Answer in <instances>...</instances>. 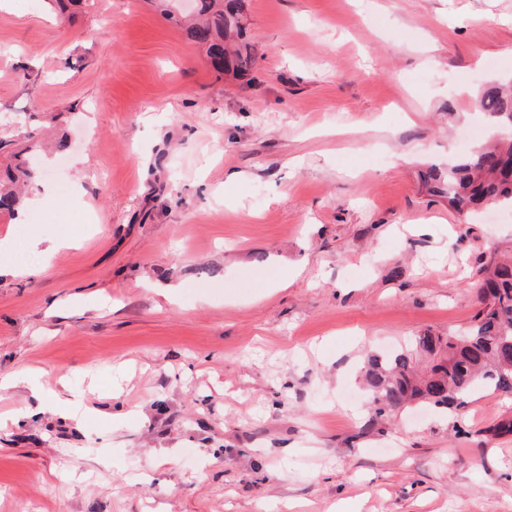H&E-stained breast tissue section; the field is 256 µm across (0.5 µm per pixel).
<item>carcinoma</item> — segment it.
<instances>
[{
    "mask_svg": "<svg viewBox=\"0 0 512 512\" xmlns=\"http://www.w3.org/2000/svg\"><path fill=\"white\" fill-rule=\"evenodd\" d=\"M187 39L202 47L214 68L229 65L224 38L237 28L224 0H196L194 16L182 19ZM478 106L496 136L466 156L431 174L434 189L446 193L448 205L463 211L488 205H512V78L487 83ZM28 146L12 153L13 163L0 172V211L15 213L27 189L37 186L35 154L42 140L28 134ZM482 308L476 323L458 336L425 333L415 338L414 352L426 356L421 370L409 352L371 354L364 361V380L375 416L412 403L461 412L474 386L512 395V258L493 257L482 268Z\"/></svg>",
    "mask_w": 512,
    "mask_h": 512,
    "instance_id": "cac0c4a2",
    "label": "carcinoma"
}]
</instances>
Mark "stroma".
<instances>
[{
	"label": "stroma",
	"mask_w": 512,
	"mask_h": 512,
	"mask_svg": "<svg viewBox=\"0 0 512 512\" xmlns=\"http://www.w3.org/2000/svg\"><path fill=\"white\" fill-rule=\"evenodd\" d=\"M237 10L251 63L220 74L154 0H0V137L58 113L70 143L55 200L0 212L41 268L0 275V512H512V396L376 422L360 383L367 354L470 327L512 252L511 207L427 182L512 75V0ZM33 377L90 413L41 410Z\"/></svg>",
	"instance_id": "obj_1"
}]
</instances>
